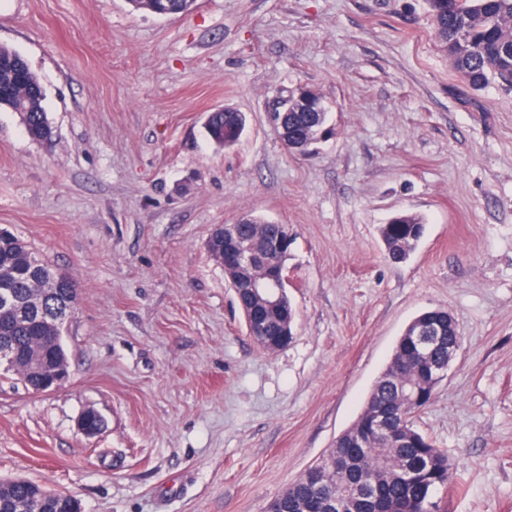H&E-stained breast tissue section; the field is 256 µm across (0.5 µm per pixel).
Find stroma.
<instances>
[{
  "mask_svg": "<svg viewBox=\"0 0 512 512\" xmlns=\"http://www.w3.org/2000/svg\"><path fill=\"white\" fill-rule=\"evenodd\" d=\"M45 88L50 142L0 112V228L77 284L68 379L0 367V479L81 512H265L360 414L406 325L454 317L463 344L415 425L461 486L446 512H512V93L472 89L427 0H0V47ZM306 89L310 155L268 121ZM247 116L239 142L207 113ZM426 224L390 262L379 229ZM287 225L292 338L249 336L206 249L214 225ZM87 411L103 418L84 435ZM220 110L211 112L207 119L206 132L210 140L218 147L227 148L233 146L241 137L246 119L241 112H224ZM241 123V133L235 137L230 138L227 135V130L231 125H238Z\"/></svg>",
  "mask_w": 512,
  "mask_h": 512,
  "instance_id": "obj_1",
  "label": "stroma"
}]
</instances>
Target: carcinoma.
<instances>
[{
	"label": "carcinoma",
	"mask_w": 512,
	"mask_h": 512,
	"mask_svg": "<svg viewBox=\"0 0 512 512\" xmlns=\"http://www.w3.org/2000/svg\"><path fill=\"white\" fill-rule=\"evenodd\" d=\"M434 35L448 49L451 66L473 89L493 84L512 92V0H428ZM20 54L0 47V111L13 112L26 97L29 84L38 81L28 63L16 64ZM319 102L307 92L291 97L288 133L308 137L313 131L311 112L298 111L306 100ZM21 125L36 141L52 138L53 127L43 101L20 113ZM246 125L241 112L222 110L209 114L206 132L217 146H233L232 125ZM241 240L250 241L262 255L261 271L285 268L288 252L269 251L283 236V226L262 219L244 218L231 225ZM425 225L412 215H399L381 228L385 254L411 250L422 238ZM207 246L215 261L224 258L223 226L212 228ZM76 284L39 260L28 245L10 231L0 234V290H12L9 301L0 297V345L17 355L25 385L38 390L41 373L27 368L29 352L41 337L54 336L72 313L70 289ZM295 310L283 296L266 333L267 341L282 343ZM431 336L422 347L418 333ZM463 337L451 327L450 313L435 309L410 322L378 377L356 421L338 438L327 455L341 461L330 470L320 460L276 496L268 512H442L438 493L457 481L458 473L448 453L417 431L415 414L434 398L441 382L436 366L448 361V349L459 350ZM71 512V504L50 496L31 481L0 484V512Z\"/></svg>",
	"instance_id": "1"
}]
</instances>
